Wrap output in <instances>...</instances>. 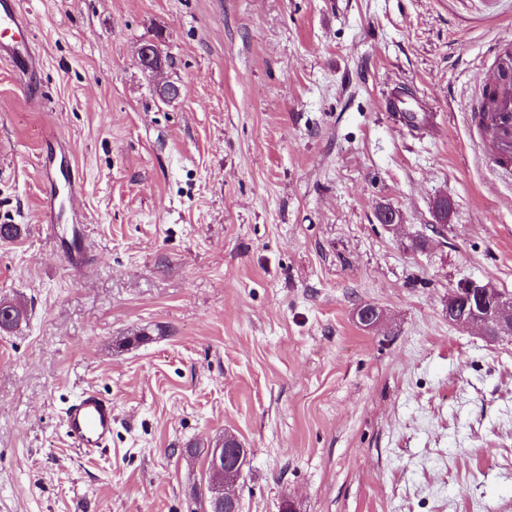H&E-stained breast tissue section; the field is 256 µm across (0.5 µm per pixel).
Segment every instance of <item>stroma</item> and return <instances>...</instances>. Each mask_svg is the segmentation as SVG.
Segmentation results:
<instances>
[{
	"label": "stroma",
	"instance_id": "stroma-1",
	"mask_svg": "<svg viewBox=\"0 0 512 512\" xmlns=\"http://www.w3.org/2000/svg\"><path fill=\"white\" fill-rule=\"evenodd\" d=\"M23 7L40 65L0 62V224L22 229L0 299L28 308L0 334V512H202L186 448L228 432L242 512H512V341L448 321L462 283L512 295V186L468 121L512 0ZM50 142L81 253L46 226ZM87 389L113 405L92 458L62 423Z\"/></svg>",
	"mask_w": 512,
	"mask_h": 512
}]
</instances>
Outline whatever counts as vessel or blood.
I'll list each match as a JSON object with an SVG mask.
<instances>
[{
	"label": "vessel or blood",
	"mask_w": 512,
	"mask_h": 512,
	"mask_svg": "<svg viewBox=\"0 0 512 512\" xmlns=\"http://www.w3.org/2000/svg\"><path fill=\"white\" fill-rule=\"evenodd\" d=\"M0 61L16 69L32 71L39 65L31 46L30 22L22 0H0ZM480 95L490 109L478 113L475 126L489 142L491 160L504 178L512 177V52L500 50L494 71L481 80ZM79 193L75 176L65 179L64 187H51L44 210L49 222L79 225L76 210ZM64 429L67 438L85 454L93 455L112 439V402L97 392L87 390L65 410Z\"/></svg>",
	"instance_id": "vessel-or-blood-1"
}]
</instances>
